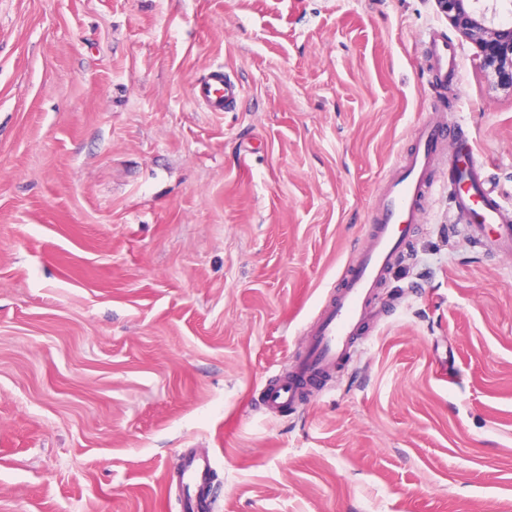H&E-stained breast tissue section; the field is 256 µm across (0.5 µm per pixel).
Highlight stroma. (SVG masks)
<instances>
[{
    "mask_svg": "<svg viewBox=\"0 0 512 512\" xmlns=\"http://www.w3.org/2000/svg\"><path fill=\"white\" fill-rule=\"evenodd\" d=\"M425 116L512 199V92L435 0H0V512H183L192 448L208 512H512V255L440 187L359 349L260 403ZM423 53L439 86H448V76L455 78L457 73L456 54L448 43V36L438 31H430L423 41ZM239 93L238 85L222 69L212 71L206 80L194 87V96L208 105L212 112H228L234 108ZM177 469L181 473L183 483L190 491L182 505L184 512H199L202 508L199 494L206 488L211 476L210 459L189 453L179 461Z\"/></svg>",
    "mask_w": 512,
    "mask_h": 512,
    "instance_id": "35a3bbf8",
    "label": "stroma"
}]
</instances>
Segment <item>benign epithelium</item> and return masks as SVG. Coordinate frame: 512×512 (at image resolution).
<instances>
[{"label":"benign epithelium","instance_id":"obj_1","mask_svg":"<svg viewBox=\"0 0 512 512\" xmlns=\"http://www.w3.org/2000/svg\"><path fill=\"white\" fill-rule=\"evenodd\" d=\"M479 0H436L450 26L479 50L483 71L512 88V24L496 20L497 8Z\"/></svg>","mask_w":512,"mask_h":512}]
</instances>
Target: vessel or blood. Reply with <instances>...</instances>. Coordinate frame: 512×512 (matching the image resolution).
Returning a JSON list of instances; mask_svg holds the SVG:
<instances>
[{"mask_svg":"<svg viewBox=\"0 0 512 512\" xmlns=\"http://www.w3.org/2000/svg\"><path fill=\"white\" fill-rule=\"evenodd\" d=\"M423 53L430 62L435 82L447 86L457 73L456 54L445 33L429 32L423 41ZM239 87L223 70L211 72L194 87V95L211 111L226 112L235 107ZM414 145L393 165L392 176L382 185L372 215L369 245L357 263L346 273L343 285L325 315L308 334L303 356L295 362L287 377L265 391V403L279 411L302 398L308 381L326 377L344 363L361 335L371 312L372 299L395 257L404 249L410 230L423 221L422 201L436 189L431 173L437 150L446 142L459 144L451 155L448 172L454 177L450 210L456 223L466 225L474 238L493 231L500 251L512 253V222L502 196L490 185L488 167L465 137L461 126L435 118L418 121L413 130ZM189 495L183 502L185 512H200L199 494L209 481V458L193 453L178 464Z\"/></svg>","mask_w":512,"mask_h":512,"instance_id":"vessel-or-blood-1","label":"vessel or blood"}]
</instances>
